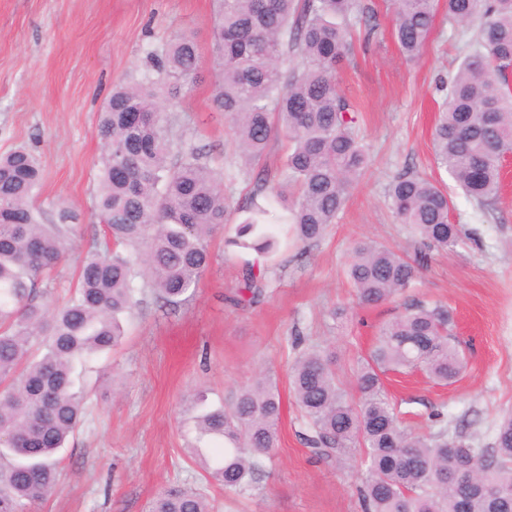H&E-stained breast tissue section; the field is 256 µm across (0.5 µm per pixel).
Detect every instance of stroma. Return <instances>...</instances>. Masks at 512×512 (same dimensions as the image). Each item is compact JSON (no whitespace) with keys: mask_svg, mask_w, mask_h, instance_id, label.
<instances>
[{"mask_svg":"<svg viewBox=\"0 0 512 512\" xmlns=\"http://www.w3.org/2000/svg\"><path fill=\"white\" fill-rule=\"evenodd\" d=\"M213 9L212 0H0V153L33 150L41 164L37 206L53 223L60 209L75 214V243L40 298L48 308L63 305L84 258L109 238L96 209L100 112L113 85L140 78L149 51L173 35L191 34L201 56L196 77L163 107L182 140L210 153L232 206L247 204L256 177L282 183L287 141H273L264 159L243 168L229 123L209 107ZM352 23L370 37L354 40L337 77L370 163L335 224L316 245H283L263 262L264 294L255 304L230 302L255 255L226 246L229 225L211 238V262L192 298L169 305L145 294L123 319L121 343L77 365L87 391L84 423L57 455L59 491L36 512H147L173 484L198 488L213 512H362L360 466L317 459L302 444L289 370L315 346L353 388L357 359L412 300L453 309L467 368L447 385L420 372L384 376L403 423L428 432L439 410L476 447L493 445L501 416L512 412V158L503 163L497 200L481 207L437 168L433 141L442 86L474 31L437 12L421 56L408 62L383 0H358ZM405 172L446 187L461 240L419 268L404 294L365 306L346 276L354 245L370 239L409 256L417 248L388 198L391 180ZM262 369L275 374L283 402L279 445L255 487L229 496L190 457V399L203 389L209 404H220Z\"/></svg>","mask_w":512,"mask_h":512,"instance_id":"stroma-1","label":"stroma"}]
</instances>
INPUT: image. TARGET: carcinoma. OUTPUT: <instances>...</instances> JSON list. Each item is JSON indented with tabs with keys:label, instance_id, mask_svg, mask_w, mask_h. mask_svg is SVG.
Returning <instances> with one entry per match:
<instances>
[{
	"label": "carcinoma",
	"instance_id": "carcinoma-1",
	"mask_svg": "<svg viewBox=\"0 0 512 512\" xmlns=\"http://www.w3.org/2000/svg\"><path fill=\"white\" fill-rule=\"evenodd\" d=\"M213 66L218 78L210 107L224 113L239 157L248 166L278 136L288 141V198L281 185L255 182L247 216L233 222L224 178L198 148L172 136L159 107L165 91L193 75L200 56L194 37L181 33L148 56L156 76L123 83L101 112L97 208L112 248L82 263L67 302L54 310L35 301L36 288L71 247L72 215L44 223L34 200L40 185L35 154L18 148L0 155V512H35L58 488L53 456L78 428L87 395L76 387L77 362L115 347L121 316L137 303V278L169 304L184 301L210 264L209 240L235 223L228 244L267 254L275 236L272 196L296 240L310 246L336 222L351 188L368 165L355 133L351 105L336 82L350 49V17L357 0H215ZM394 37L412 61L428 41L434 17L471 24L475 34L455 74L434 130L435 159L465 195L481 205L500 192L501 156L512 150V0H391ZM388 197L396 219L421 245L409 260L391 247L358 242L347 277L363 304H380L413 284L430 253L455 248L459 225L450 222L448 192L417 174L395 177ZM245 290L234 299L252 305L262 295L254 265L243 270ZM453 313L416 301L385 323L357 361L351 403L331 360L318 349L296 360L290 384L304 425V443L321 459L364 462L358 489L362 512H512V416L498 426L494 445L476 448L448 424L428 434L404 427L384 388L389 371L421 370L454 381L465 355L452 338ZM192 398L196 440H224L205 457L212 481L227 494L257 483L264 459L278 446L282 400L270 375L260 372L220 405ZM148 512H211L198 490L170 486Z\"/></svg>",
	"mask_w": 512,
	"mask_h": 512
}]
</instances>
